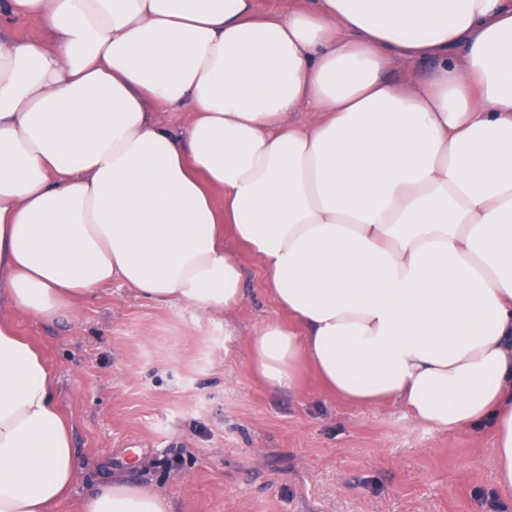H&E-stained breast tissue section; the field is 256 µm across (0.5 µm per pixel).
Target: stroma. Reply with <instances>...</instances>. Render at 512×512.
<instances>
[{
  "label": "stroma",
  "instance_id": "1",
  "mask_svg": "<svg viewBox=\"0 0 512 512\" xmlns=\"http://www.w3.org/2000/svg\"><path fill=\"white\" fill-rule=\"evenodd\" d=\"M234 309L156 303L112 283L53 321L15 315L38 344L74 440L76 476L54 512L99 484L167 496L172 512H512L489 429L441 432L398 404L363 406L305 372L293 392L252 369L249 339L286 320L253 255L232 247Z\"/></svg>",
  "mask_w": 512,
  "mask_h": 512
}]
</instances>
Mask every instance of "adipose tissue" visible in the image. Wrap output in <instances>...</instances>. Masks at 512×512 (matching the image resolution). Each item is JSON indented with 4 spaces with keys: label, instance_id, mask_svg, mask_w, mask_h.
<instances>
[{
    "label": "adipose tissue",
    "instance_id": "adipose-tissue-1",
    "mask_svg": "<svg viewBox=\"0 0 512 512\" xmlns=\"http://www.w3.org/2000/svg\"><path fill=\"white\" fill-rule=\"evenodd\" d=\"M21 18L48 36L0 48L14 311L58 318L115 281L234 308L232 236L291 318L251 337L261 378L292 390L308 366L430 429L490 428L512 488V0H0V26ZM304 105L320 120L289 123ZM75 474L47 363L1 318L0 512H51ZM171 510L114 482L82 512Z\"/></svg>",
    "mask_w": 512,
    "mask_h": 512
}]
</instances>
